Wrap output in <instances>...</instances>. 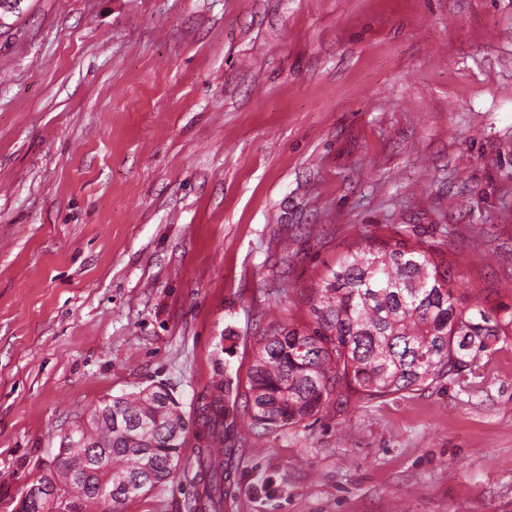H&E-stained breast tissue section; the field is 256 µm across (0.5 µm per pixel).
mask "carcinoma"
I'll return each instance as SVG.
<instances>
[{"label":"carcinoma","mask_w":512,"mask_h":512,"mask_svg":"<svg viewBox=\"0 0 512 512\" xmlns=\"http://www.w3.org/2000/svg\"><path fill=\"white\" fill-rule=\"evenodd\" d=\"M308 317L253 337L243 413L223 372L201 391L199 490L187 512H224V458L238 447L239 416L265 433L282 431L352 394L426 387L512 336V313L460 306L451 263L401 233L340 259L313 289ZM182 423L179 403L162 386L111 397L91 410L78 446L50 471L59 500L33 502L25 512H82L109 487L121 504L167 484L185 443Z\"/></svg>","instance_id":"cac0c4a2"}]
</instances>
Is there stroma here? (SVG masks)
<instances>
[{
    "mask_svg": "<svg viewBox=\"0 0 512 512\" xmlns=\"http://www.w3.org/2000/svg\"><path fill=\"white\" fill-rule=\"evenodd\" d=\"M512 308V0H21L0 17V512L105 398L186 418L395 233ZM224 512H512V340L239 424ZM198 440L117 512H185Z\"/></svg>",
    "mask_w": 512,
    "mask_h": 512,
    "instance_id": "35a3bbf8",
    "label": "stroma"
}]
</instances>
